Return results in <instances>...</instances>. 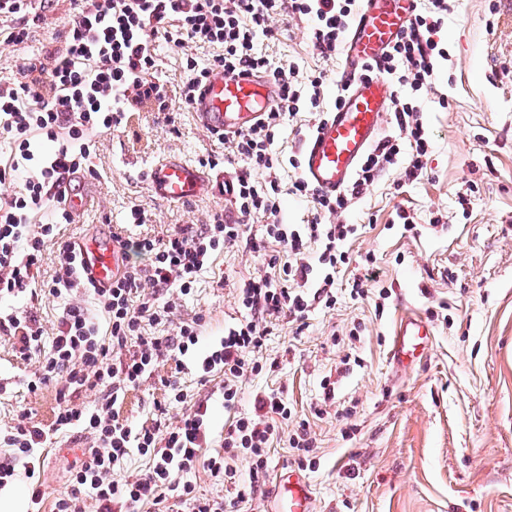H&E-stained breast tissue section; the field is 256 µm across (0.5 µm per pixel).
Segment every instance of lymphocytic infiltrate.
<instances>
[{
	"instance_id": "obj_1",
	"label": "lymphocytic infiltrate",
	"mask_w": 512,
	"mask_h": 512,
	"mask_svg": "<svg viewBox=\"0 0 512 512\" xmlns=\"http://www.w3.org/2000/svg\"><path fill=\"white\" fill-rule=\"evenodd\" d=\"M50 0H0V18L10 19V43L23 44L29 28L41 16L36 5ZM72 11L59 46L48 55L28 59L19 77L0 80V138L10 146L0 163V184L13 186L0 198V298L52 296L65 299L57 332L44 342L37 317L23 308L0 311V334L17 338L18 354L39 362L28 375L26 387L36 392L57 384L54 418L33 422L28 408H20L16 423L0 441L12 459L0 462V486L14 480L16 463L35 474L40 448L48 439L70 432L95 436L98 447L83 452L69 470L70 490L55 503L56 512H140L150 504L154 512H173L174 504L187 512H237L253 496V488L238 486L236 460H246L259 474L267 467L266 448L275 431L270 416L288 420L290 407L274 394L257 398L255 414L232 422L224 435L223 454L203 458L207 443L203 405L188 404V394L177 382L167 388L175 402L185 404L180 419L164 425H133L119 420L112 407L129 389L150 378L159 360L187 355L199 340L203 317L181 322L175 335H160L171 322L174 296L190 294L214 253L247 242L253 252L264 251L266 241L282 245L283 255L270 256L277 278L243 282L238 302L243 320L226 325L224 335L196 368L201 376L224 374V404L233 406L237 384L262 371L259 355L274 322L282 317L304 321L313 301L336 304L338 265L349 263L343 244L358 231L354 224H328L325 215L347 209L360 199L389 167L403 164L407 178L416 179L427 167L431 134L419 115L417 92L431 88L439 61L448 52L437 34L455 0H428L415 13L402 35L377 60L365 65L360 76H381L396 90L390 112L392 131L365 156L349 187L337 196L313 189L295 178L291 191L306 198L311 214L305 224L289 230L276 218L281 210L277 173L282 165L299 168L298 158H282L274 149L276 133L287 116L306 107H318L323 76L303 77L295 65L273 62L264 40L275 37L274 20L298 16L310 20L307 38L318 55L331 57L343 44L357 16L359 0H70ZM170 46L208 44L219 52L206 63L190 59L180 81L179 98L191 104L198 86L217 69L225 74L246 73L272 81L279 104L250 130L221 136L230 147L227 156L208 153L201 166L233 165L227 183V203L236 220L214 214L211 223L186 224L167 237L118 234L125 251L135 252L124 273L110 287L99 288L81 274L74 241L57 238L59 225L71 214L60 201L58 188L65 174H93L96 139L108 131H126L135 108L170 111L167 81L155 73V43ZM55 149L43 154V141ZM44 224L34 225L38 214ZM266 219L265 237L248 235L247 219ZM56 246L53 275L42 279L43 254ZM317 246L316 264L302 257ZM318 275L315 296L306 286ZM88 303L71 301L75 290ZM99 395L97 404L82 400L84 393ZM149 455L148 470L134 480L113 479L114 466L130 449ZM212 476L236 486L235 497L218 502L198 496L191 483L181 481L197 462Z\"/></svg>"
}]
</instances>
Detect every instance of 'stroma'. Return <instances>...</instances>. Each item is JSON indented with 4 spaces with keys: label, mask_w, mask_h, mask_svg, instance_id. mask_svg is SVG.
I'll list each match as a JSON object with an SVG mask.
<instances>
[{
    "label": "stroma",
    "mask_w": 512,
    "mask_h": 512,
    "mask_svg": "<svg viewBox=\"0 0 512 512\" xmlns=\"http://www.w3.org/2000/svg\"><path fill=\"white\" fill-rule=\"evenodd\" d=\"M70 9V0H53L18 46L0 32V78L16 76L27 58L52 49ZM307 26V20L289 19L269 52L301 72H324L322 106L328 109L342 58L317 55ZM438 37L449 56L422 95L432 134L424 176L408 181L403 166H395L350 209L329 217L359 227L345 245L351 262L337 275L335 308L314 304L301 327L280 320L263 351L270 368L239 382L232 407L224 405L222 375L200 382L191 356H172L115 405L120 420L152 424L159 401L167 404V420H178L183 407L170 401L163 382L179 381L193 401L208 407L207 452L214 455L224 450L229 424L252 416L256 397L275 393L309 421L315 449L300 471L317 488L316 512H512V11L500 0H458ZM155 53L158 76L175 85L187 58L203 63L214 50L192 43L175 49L160 40ZM212 149L224 146L181 103L169 113H133L128 132L97 140L90 185L99 209L75 215L62 234L78 240L103 232L125 223L133 207L149 218L145 232L159 238L178 224L209 223L224 209L223 195L169 204L149 192L143 174L166 157L194 162ZM463 193L464 207L458 203ZM404 213L412 229H404ZM278 249L268 243L261 256L241 243L217 252L193 293L177 300L173 323L205 319L197 354L219 342L225 324L243 318L238 283L271 275L265 257ZM368 256L379 282L367 298L351 299L346 283ZM409 307L431 322L435 339L427 357L399 371L390 362L392 334ZM353 331L359 334L354 341ZM35 366L0 337V384L7 387L0 430L13 425L22 406L31 408L34 421H51L55 386L31 394L24 385ZM328 381L335 389L330 400L323 389ZM319 402L324 412L316 417L311 408ZM347 407L352 415L340 417ZM95 445L90 435L44 444L41 512H52L68 491L66 470L77 449ZM296 456L281 439L269 447L263 477L239 462L240 482L257 488L248 512H266L278 469L293 465Z\"/></svg>",
    "instance_id": "stroma-1"
}]
</instances>
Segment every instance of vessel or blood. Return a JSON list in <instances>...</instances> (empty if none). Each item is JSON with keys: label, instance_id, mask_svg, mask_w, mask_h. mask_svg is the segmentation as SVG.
<instances>
[{"label": "vessel or blood", "instance_id": "obj_1", "mask_svg": "<svg viewBox=\"0 0 512 512\" xmlns=\"http://www.w3.org/2000/svg\"><path fill=\"white\" fill-rule=\"evenodd\" d=\"M420 0H362L349 30L344 52L347 60L370 62L391 44L418 9ZM272 87L240 74L211 73L195 96L192 109L199 126L212 134L234 133L256 124L271 104ZM386 120L385 81L382 77L356 81L343 106L303 141L301 175L326 195L344 191L365 153L379 140ZM153 194L169 203H184L216 192L220 181L202 167L180 158H167L147 175ZM62 194L72 213H83L98 203L83 173L67 177ZM84 275L98 287H108L126 265L121 244L107 234L79 242ZM432 330L417 316L402 319L396 332L393 357H414ZM316 489L303 476L285 469L276 475L268 512H316Z\"/></svg>", "mask_w": 512, "mask_h": 512}]
</instances>
